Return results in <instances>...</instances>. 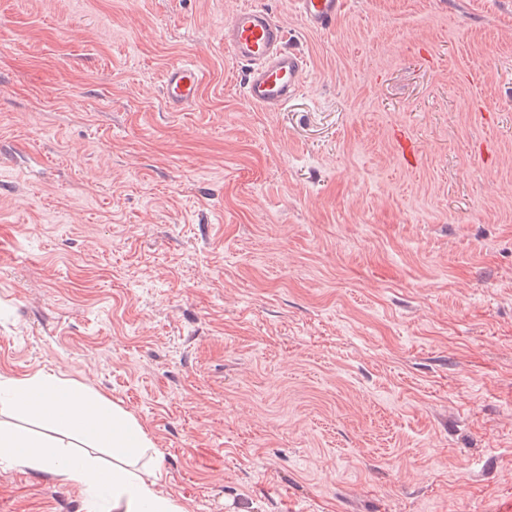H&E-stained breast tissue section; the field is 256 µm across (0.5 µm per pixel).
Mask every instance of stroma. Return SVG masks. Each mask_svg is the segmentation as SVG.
Masks as SVG:
<instances>
[{
    "label": "stroma",
    "mask_w": 512,
    "mask_h": 512,
    "mask_svg": "<svg viewBox=\"0 0 512 512\" xmlns=\"http://www.w3.org/2000/svg\"><path fill=\"white\" fill-rule=\"evenodd\" d=\"M250 5L310 62L274 112ZM37 372L189 512H512V0H0V375ZM88 498L0 463V512ZM305 25L315 31L333 27L345 9L346 0H293ZM224 49L245 64V99L265 111L287 105L311 78L308 61L290 46L287 29L264 7L247 6L225 19ZM205 81V73L194 63L183 60L172 64L164 79V100L167 108L180 112L192 107Z\"/></svg>",
    "instance_id": "obj_1"
}]
</instances>
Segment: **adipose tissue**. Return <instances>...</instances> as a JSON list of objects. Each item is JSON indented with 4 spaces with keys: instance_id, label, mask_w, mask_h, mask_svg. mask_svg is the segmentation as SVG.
Segmentation results:
<instances>
[{
    "instance_id": "1",
    "label": "adipose tissue",
    "mask_w": 512,
    "mask_h": 512,
    "mask_svg": "<svg viewBox=\"0 0 512 512\" xmlns=\"http://www.w3.org/2000/svg\"><path fill=\"white\" fill-rule=\"evenodd\" d=\"M10 407L37 422L38 435L17 432L0 422V463L30 468L75 482L111 497L113 512H187L185 505L130 470L128 460L153 446L130 414L100 393L55 374L0 376V408ZM84 439L89 447L112 451L111 466L95 457L70 454L59 432Z\"/></svg>"
}]
</instances>
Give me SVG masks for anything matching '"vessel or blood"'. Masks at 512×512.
<instances>
[{"label":"vessel or blood","mask_w":512,"mask_h":512,"mask_svg":"<svg viewBox=\"0 0 512 512\" xmlns=\"http://www.w3.org/2000/svg\"><path fill=\"white\" fill-rule=\"evenodd\" d=\"M293 2L305 25L315 31L333 27L346 5V0ZM224 48L245 65V99L263 110L281 109L311 78L309 64L291 47L287 29L264 7L247 6L225 19ZM204 81V72L191 61L172 64L164 79L167 108L180 112L192 107Z\"/></svg>","instance_id":"1"}]
</instances>
